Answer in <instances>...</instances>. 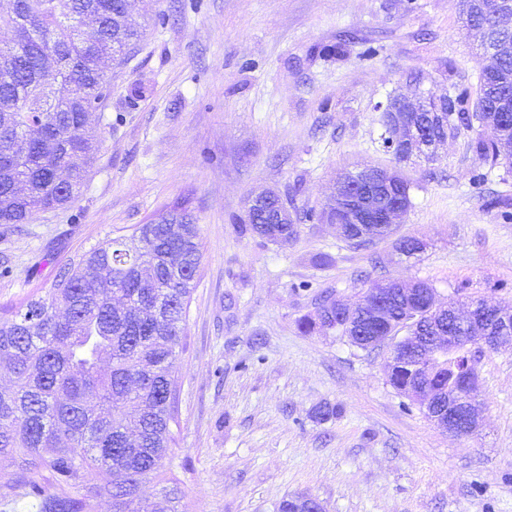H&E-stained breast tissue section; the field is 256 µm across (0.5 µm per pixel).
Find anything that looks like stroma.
<instances>
[{"label": "stroma", "instance_id": "stroma-1", "mask_svg": "<svg viewBox=\"0 0 512 512\" xmlns=\"http://www.w3.org/2000/svg\"><path fill=\"white\" fill-rule=\"evenodd\" d=\"M144 22L87 121L96 160L77 197L0 224V316L46 296L64 268L188 201L203 258L172 376L177 445L167 478L184 512H278L306 495L326 512H512V344L479 363V427L446 433L388 382L387 350L305 333L301 282L355 303L387 280H425L440 301L512 306V170L479 159L465 130L435 161L395 162L383 145L390 97L475 100L485 58L459 0H132ZM347 42L343 60L324 47ZM397 168L412 205L393 240L357 251L312 220L339 172ZM288 200L298 236L239 235L249 197ZM333 264L316 266V255ZM343 407L322 422L316 410Z\"/></svg>", "mask_w": 512, "mask_h": 512}]
</instances>
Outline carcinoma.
I'll list each match as a JSON object with an SVG mask.
<instances>
[{"instance_id":"obj_1","label":"carcinoma","mask_w":512,"mask_h":512,"mask_svg":"<svg viewBox=\"0 0 512 512\" xmlns=\"http://www.w3.org/2000/svg\"><path fill=\"white\" fill-rule=\"evenodd\" d=\"M96 14L98 25L83 30L75 15ZM15 32L13 46L0 49V224H24L36 211L63 207L83 185L96 147L85 136L88 110L104 100V73L97 61H122L144 27L133 18L128 0H14L0 12V26ZM58 58L57 70L43 68L44 57ZM450 101L442 115L423 113L432 137L456 136L462 129H489L472 151L493 165L512 169L497 143L512 139V63L499 77L481 74L473 109ZM393 193L404 210L411 207L409 183L392 170ZM319 220L343 224L353 249H368L394 230L360 228L349 213L326 205ZM241 232L278 243L295 236L298 225L275 224L264 207L247 203ZM411 258L423 243L396 240ZM202 260L198 225L186 204L177 202L131 234L106 241L82 255L79 271L59 275L47 297L31 298L0 318V364L14 375L0 388V456L18 462L19 473L0 475V489L21 483L39 500V512H90V500L112 497V512H181L180 498L164 495L155 503L139 498L143 482L157 476L176 445V397L171 377L186 329L193 282ZM434 291L424 280L389 289L398 297L383 322L397 336L411 329L404 306L412 304L418 324L433 318L421 300L403 294ZM316 315L300 328L312 332L339 323L337 335L359 349L377 326L361 311L336 320L330 291L316 297ZM108 359L109 369L101 368ZM467 357L449 352L430 370L395 358L389 382L401 394L419 385L437 392L465 385ZM119 474L122 482H112Z\"/></svg>"}]
</instances>
